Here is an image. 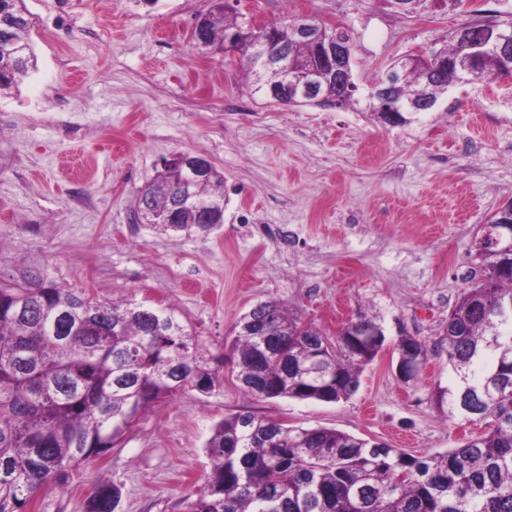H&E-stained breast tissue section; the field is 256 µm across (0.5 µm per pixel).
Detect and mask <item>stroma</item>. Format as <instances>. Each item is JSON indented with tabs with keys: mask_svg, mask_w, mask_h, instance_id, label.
<instances>
[{
	"mask_svg": "<svg viewBox=\"0 0 512 512\" xmlns=\"http://www.w3.org/2000/svg\"><path fill=\"white\" fill-rule=\"evenodd\" d=\"M36 68L0 94V283L38 273L102 302L171 312L213 358L236 322L270 299L327 338L361 314L389 344L347 401L260 399L231 365L208 395L161 400L110 455L42 490L24 512H84L99 476L115 512H184L204 482L224 416L336 429L416 457L483 433L447 417L455 374L440 346L469 284L471 246L512 200V80L449 88L444 109L380 122L359 106L286 107L250 95L239 62L198 48L208 0H26ZM259 20L304 15L347 30L367 87L396 58L446 47L468 21L451 0H241ZM202 155L224 174V222L206 235L133 223L161 159ZM426 344L418 377L395 372L400 337Z\"/></svg>",
	"mask_w": 512,
	"mask_h": 512,
	"instance_id": "35a3bbf8",
	"label": "stroma"
}]
</instances>
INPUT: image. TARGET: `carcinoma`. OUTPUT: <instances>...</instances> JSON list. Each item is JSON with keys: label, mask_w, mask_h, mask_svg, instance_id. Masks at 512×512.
Returning <instances> with one entry per match:
<instances>
[{"label": "carcinoma", "mask_w": 512, "mask_h": 512, "mask_svg": "<svg viewBox=\"0 0 512 512\" xmlns=\"http://www.w3.org/2000/svg\"><path fill=\"white\" fill-rule=\"evenodd\" d=\"M245 15L224 0V13L200 17L207 42L244 35L255 94L282 106L360 103L359 91L322 79L319 101L271 97L280 74L260 65L246 36ZM24 0H0V90L17 87L36 67ZM266 50L294 48L304 71L314 65L309 44L294 43L290 23L275 22ZM448 61L425 80L423 65L408 64L370 84L365 110L388 120L387 110L409 111L424 100L440 108L448 84L468 83L457 73V41L438 51ZM512 61L487 52L473 62L483 81ZM206 181L181 169L162 168L140 189L134 221L144 211L183 203L177 224H149L161 233L203 231L197 214L224 211V175L210 168ZM475 267L448 314L442 348L456 384L437 391L448 416H477L487 431L425 459L398 448L327 428H290L250 412L225 417L206 448L211 470L186 498V512H512V242L474 244ZM387 340L374 319L351 321L329 341L275 300L262 302L235 325L231 362L249 393L338 403L358 390L360 376ZM400 368L416 377L428 350L413 336L397 344ZM221 384L199 341L173 315L140 304L101 302L35 274L0 284V512H22L44 486L64 485L71 471L108 455L158 400L186 390L208 394ZM121 489L98 479L85 512H114Z\"/></svg>", "instance_id": "cac0c4a2"}]
</instances>
